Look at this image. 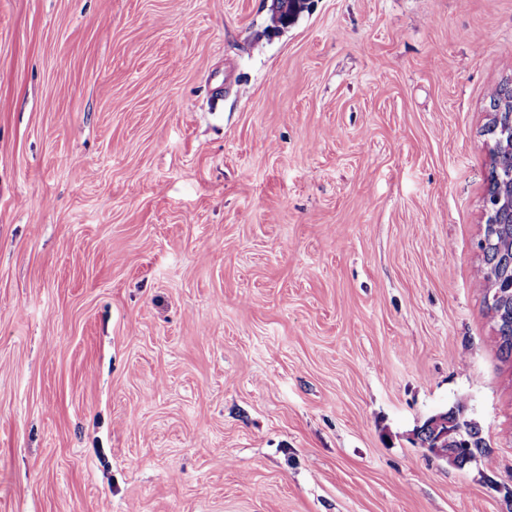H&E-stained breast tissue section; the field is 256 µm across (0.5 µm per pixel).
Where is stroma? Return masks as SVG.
<instances>
[{"mask_svg": "<svg viewBox=\"0 0 512 512\" xmlns=\"http://www.w3.org/2000/svg\"><path fill=\"white\" fill-rule=\"evenodd\" d=\"M271 5L0 0V512H512V0ZM489 106H501L502 112H512V91H508L502 83L491 88L488 92ZM502 112H490L491 127L495 128L498 133L496 142L494 143L493 150H507L512 154V113H509V122L507 124L501 123ZM503 208V210L498 214L497 212ZM485 214L487 216V224L490 225L489 229V240L494 235V231L496 230V225L499 224L501 229L500 240L502 241L503 248L499 247H491L486 250V258L484 259V266H481L477 269L475 279L478 285L483 288L484 291V299L487 302L489 297V292L492 288H507L508 280H497L492 279L488 274V269L490 273H494L496 270L493 267H490V263L496 258V256L501 251H509V259L508 265L511 267L512 259L510 257V249L512 247V196L511 194L506 200H503L502 197L497 196L495 200V204H490L486 201L485 204ZM497 217V218H496ZM502 223V224H500ZM465 408L466 402L459 400L448 410L425 419L416 429V441L421 448H439V453L434 456L447 460L448 463L463 466L472 461H480L490 467L494 463L493 451L478 424L470 419L466 446L456 432V419Z\"/></svg>", "mask_w": 512, "mask_h": 512, "instance_id": "35a3bbf8", "label": "stroma"}]
</instances>
